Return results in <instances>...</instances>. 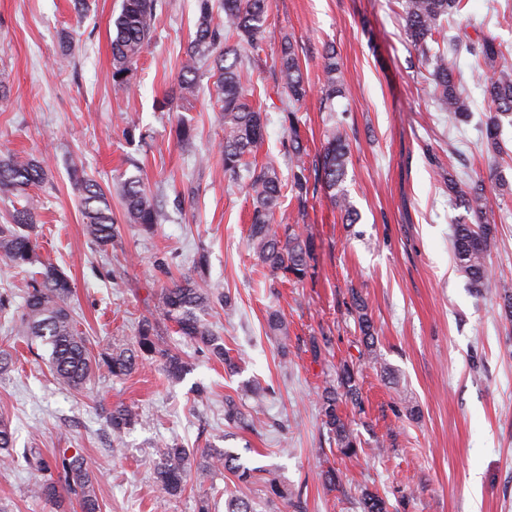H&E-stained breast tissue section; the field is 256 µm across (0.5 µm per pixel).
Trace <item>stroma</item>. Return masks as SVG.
I'll use <instances>...</instances> for the list:
<instances>
[{
    "label": "stroma",
    "instance_id": "1",
    "mask_svg": "<svg viewBox=\"0 0 512 512\" xmlns=\"http://www.w3.org/2000/svg\"><path fill=\"white\" fill-rule=\"evenodd\" d=\"M0 0V143L43 161L48 179L24 199L39 216L40 253L60 266L73 287L77 327L92 353L132 343L139 320L157 312L161 290L208 257V278L229 292L234 309L208 317L238 370L206 359L161 325L171 349L192 369L169 380L153 361L122 378L95 377L75 392L54 380L45 359L0 320V348L13 366L0 376V415L15 433L12 463L0 464V501L11 512H48L30 497L35 478L23 457L82 455L97 478L103 512H195L202 496H247L254 512H361L363 491L389 512H512V320L494 295H475L455 264L452 228L466 211L448 193L449 176L488 177L489 160L476 124H449L435 103L429 66L405 33L403 0H270L258 50L242 61L251 74L249 99L266 118L264 141L250 163L274 166L283 184L277 218L301 224L314 242L312 275L294 285L273 276L248 244L252 200L244 180L224 171L218 145L224 125L210 63L196 93L180 98L177 76L195 32V0H157L155 31L133 67L136 90H112L113 22L122 0ZM448 36L489 35L512 67V5L469 0ZM292 43L312 88L294 103L278 80V58ZM69 49V63L54 61ZM334 49L348 89L333 111L320 100L323 54ZM173 99L159 111L157 101ZM196 128L192 151L177 143L180 119ZM135 123L126 139L122 120ZM340 126L350 155L343 184L359 213L343 223L324 190L299 204L289 182L291 135L299 133L313 163L331 126ZM498 160L508 185H488L495 244L487 263L496 281L512 285V124ZM82 169L102 187L140 175L161 201L152 233L125 221L120 196L112 219L120 234L98 247L85 232L79 192L69 173ZM368 305L377 356L364 353L352 293ZM288 333L276 336L269 314ZM359 364L358 402L343 401L359 435L357 456L339 454L323 424L319 397L336 387L341 362ZM391 376H384V369ZM204 385L206 401L193 389ZM266 388L256 404L251 386ZM248 411L237 428L224 422V399ZM117 404L139 414L113 436L105 411ZM190 448L213 444L237 451L245 465L279 477L288 498L269 503L263 483L235 487L215 470L191 478L177 499L154 482L155 450L171 440ZM336 473L325 483L323 471Z\"/></svg>",
    "mask_w": 512,
    "mask_h": 512
}]
</instances>
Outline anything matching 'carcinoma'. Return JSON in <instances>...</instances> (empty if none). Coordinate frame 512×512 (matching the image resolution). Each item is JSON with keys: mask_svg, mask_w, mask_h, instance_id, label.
I'll use <instances>...</instances> for the list:
<instances>
[{"mask_svg": "<svg viewBox=\"0 0 512 512\" xmlns=\"http://www.w3.org/2000/svg\"><path fill=\"white\" fill-rule=\"evenodd\" d=\"M155 3L156 0H123L121 12L114 21L112 87L117 92H128L132 88V65L151 41L155 29ZM466 3L467 0H406L404 8L408 40L422 60L432 66L433 93L440 109L448 113L451 124L470 116L472 101L459 92L455 68L448 63L445 52L433 51L429 42L437 41L439 35L442 41H447L442 22L460 13ZM196 6L195 36L186 46L179 73L181 99L195 95L199 61L214 55L213 68L224 123L221 147L224 172L238 177L241 170H247V189L252 198L250 245L273 275L299 284L309 275L314 243L300 231L299 225L276 223L282 193L277 171L272 167L258 170L247 167V157L264 140L265 120L247 97L250 76L243 70L241 56L244 49H255L265 39L268 0H196ZM217 8L224 12L222 30L213 24ZM224 34L236 41L221 44ZM467 50L482 61V65L472 70L471 77L483 87L487 115L482 122L481 135L497 158L503 153L499 141L501 117L512 116V68L494 65L501 51L491 37L468 44ZM323 73L321 100L324 107L330 109L336 97L346 94V88L336 79V55L330 50L323 54ZM279 77L292 100L299 102L307 96L308 88L300 63L289 42L281 50ZM293 153L296 162L291 190L299 204L306 202L310 183L314 182L329 192L332 205L343 214V222L356 223L358 213L342 187L349 156L346 136L331 128L312 169L305 165L304 149L297 138L293 140ZM73 176L81 194L87 235L100 247L112 244L118 234L112 221V190L85 178L76 169ZM46 179L47 169L42 161L0 149V196L21 199L29 188L43 184ZM119 187L127 223L136 224L147 233L153 232L161 212L158 196L137 175L125 178ZM448 192L474 219L470 224L453 227L457 269L467 277L476 294L492 292L502 299L506 313L512 317V287L493 285L487 264L496 226L487 217L485 180L481 177L476 180L450 177ZM36 223L37 216L28 206L14 208L7 223L0 224V258L14 268H40L37 276L28 283L16 333L27 337L32 346L39 343L47 347L48 363L59 383L79 391L100 371L121 378L156 356L164 359L169 377H183L189 363L168 348L160 328L163 320L175 324L177 332L194 344L203 356L232 366V360L224 350V340L213 332L206 320L214 303L228 307L230 302L221 286L207 280L205 254H198L193 273L162 289L158 316L145 317L139 322L131 346H112L95 356L87 339L78 332L71 306L73 290L69 278L62 269L45 261L38 250L34 238ZM352 307L357 314L362 342L367 353L373 356L375 328L368 316L366 302L356 292L352 293ZM357 373L356 364L347 361L339 370L340 386L352 399L358 397ZM320 406L324 424L335 436L340 454L347 458L357 455L359 441L340 413L336 389L327 388L322 392ZM138 417L139 414L129 406L113 408L109 414L112 432L121 434L134 425ZM224 421L230 427L245 421V412L229 397L224 400ZM14 443L10 421L0 417L1 464L13 459ZM156 454L159 457L156 483L171 497L185 491L193 471L205 476L212 469L221 467L242 485L252 484L257 479L256 470L239 463V456L225 448H204L194 452L174 440L157 449ZM30 465L40 473L30 489L32 498L55 510L61 504L60 489L65 487L78 494L82 512H100L94 481L82 457L64 454L51 463L36 458ZM263 481L269 501L287 498L288 492L278 479L265 477ZM360 505L363 512H387L385 501L371 493L362 496Z\"/></svg>", "mask_w": 512, "mask_h": 512, "instance_id": "obj_1", "label": "carcinoma"}]
</instances>
